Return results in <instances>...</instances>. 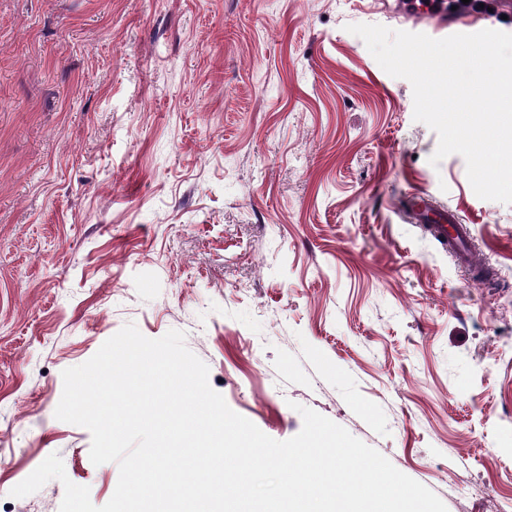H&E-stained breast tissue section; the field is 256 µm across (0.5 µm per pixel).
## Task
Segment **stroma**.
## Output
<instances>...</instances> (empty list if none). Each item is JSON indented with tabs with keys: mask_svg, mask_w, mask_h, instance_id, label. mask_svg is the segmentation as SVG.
Returning <instances> with one entry per match:
<instances>
[{
	"mask_svg": "<svg viewBox=\"0 0 512 512\" xmlns=\"http://www.w3.org/2000/svg\"><path fill=\"white\" fill-rule=\"evenodd\" d=\"M357 23L424 30L358 0H0V512H59V480L10 495L54 453L110 500L117 464L55 410L128 323L182 331L273 439L300 404L447 512L512 502V204L430 164ZM418 192L490 280L410 219Z\"/></svg>",
	"mask_w": 512,
	"mask_h": 512,
	"instance_id": "obj_1",
	"label": "stroma"
}]
</instances>
